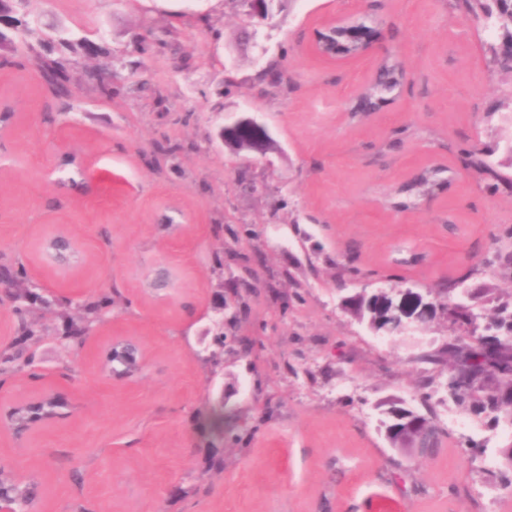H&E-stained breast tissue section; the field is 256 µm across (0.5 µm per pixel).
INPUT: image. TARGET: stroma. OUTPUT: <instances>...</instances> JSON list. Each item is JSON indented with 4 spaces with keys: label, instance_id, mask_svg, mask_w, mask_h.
I'll return each mask as SVG.
<instances>
[{
    "label": "stroma",
    "instance_id": "35a3bbf8",
    "mask_svg": "<svg viewBox=\"0 0 512 512\" xmlns=\"http://www.w3.org/2000/svg\"><path fill=\"white\" fill-rule=\"evenodd\" d=\"M364 14L369 55L311 52L325 21ZM15 17L14 64L0 67V269L29 298L20 315L0 306V470L37 481L32 512H378L383 499L512 512V428L441 421L460 408L423 357L447 341L445 315L386 340L346 306L405 288L431 300L454 282L480 293L484 326L512 294V191L465 164L484 150L512 171V74L485 69L481 22L453 0H277L256 27L240 0H22ZM39 54L67 59V94ZM274 60L281 84L258 81ZM385 60L398 90L354 111ZM107 63L108 96L95 78ZM243 115L275 151L218 139ZM432 166L440 184L414 187ZM61 233L65 263L42 249ZM242 259L259 286L236 298ZM80 299L104 316L72 339ZM242 299L239 325L220 324ZM121 344L137 366L108 371ZM48 394L57 416L16 436L12 407ZM393 402L436 422L437 448L389 446ZM212 407L220 470L202 424Z\"/></svg>",
    "mask_w": 512,
    "mask_h": 512
}]
</instances>
